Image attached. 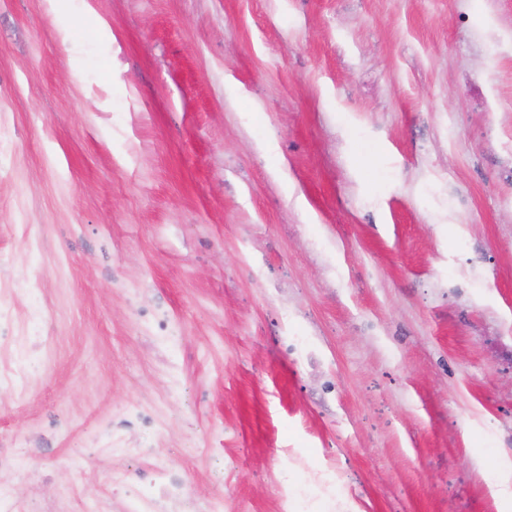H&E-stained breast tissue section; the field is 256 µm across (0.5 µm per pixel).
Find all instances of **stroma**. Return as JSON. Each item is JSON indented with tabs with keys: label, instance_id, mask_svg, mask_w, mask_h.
Returning a JSON list of instances; mask_svg holds the SVG:
<instances>
[{
	"label": "stroma",
	"instance_id": "obj_1",
	"mask_svg": "<svg viewBox=\"0 0 512 512\" xmlns=\"http://www.w3.org/2000/svg\"><path fill=\"white\" fill-rule=\"evenodd\" d=\"M511 164L512 0H0V277L52 343L0 448L64 460L15 496L512 512ZM137 403L162 457L99 456ZM112 481L128 493L125 512H224V497L213 495L200 503L188 493L184 478L165 463L134 476L113 474Z\"/></svg>",
	"mask_w": 512,
	"mask_h": 512
}]
</instances>
